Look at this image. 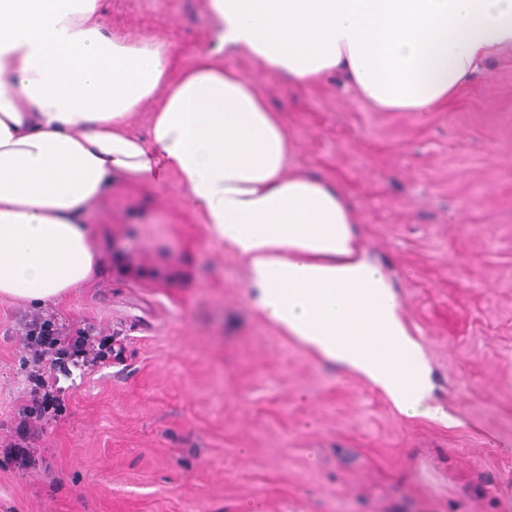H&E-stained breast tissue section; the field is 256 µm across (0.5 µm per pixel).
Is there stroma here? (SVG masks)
I'll list each match as a JSON object with an SVG mask.
<instances>
[{
	"instance_id": "1",
	"label": "stroma",
	"mask_w": 512,
	"mask_h": 512,
	"mask_svg": "<svg viewBox=\"0 0 512 512\" xmlns=\"http://www.w3.org/2000/svg\"><path fill=\"white\" fill-rule=\"evenodd\" d=\"M102 24L167 41L176 73L216 39L206 0H103ZM224 63L280 113L294 167L351 202L455 422L403 415L261 316L175 178L119 179L109 222L87 216L92 281L0 299V512H512V49L426 117ZM38 316L94 326L98 359L23 365Z\"/></svg>"
}]
</instances>
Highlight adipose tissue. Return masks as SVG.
<instances>
[{"mask_svg":"<svg viewBox=\"0 0 512 512\" xmlns=\"http://www.w3.org/2000/svg\"><path fill=\"white\" fill-rule=\"evenodd\" d=\"M101 5L0 0V297L58 303L87 285L102 263L88 208L115 177L173 175L244 260L259 313L406 416L448 421L350 201L293 169L279 112L220 55L298 88L344 77L384 112H436L512 48V0H209L216 43L176 76L168 44L106 32ZM146 104L142 136L131 119Z\"/></svg>","mask_w":512,"mask_h":512,"instance_id":"obj_1","label":"adipose tissue"}]
</instances>
